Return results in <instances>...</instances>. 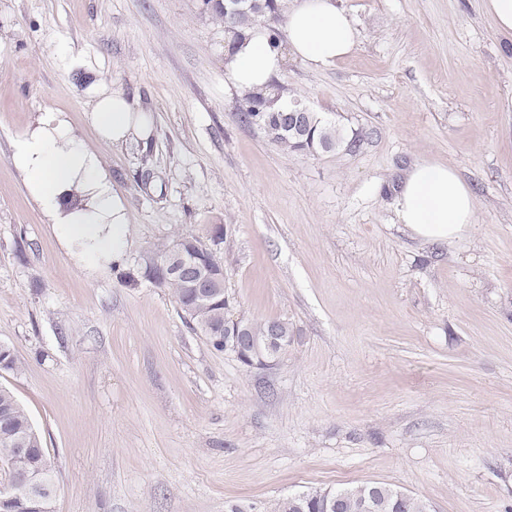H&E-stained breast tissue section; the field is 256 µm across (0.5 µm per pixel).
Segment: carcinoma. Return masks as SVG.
Returning <instances> with one entry per match:
<instances>
[{
  "mask_svg": "<svg viewBox=\"0 0 512 512\" xmlns=\"http://www.w3.org/2000/svg\"><path fill=\"white\" fill-rule=\"evenodd\" d=\"M248 7L238 12L229 11L226 0H204L208 13L218 20L227 32L234 34L232 43L244 38L243 32L263 26L268 30L269 42L275 49H281L279 24L285 21L287 3L285 0H247ZM283 113L271 106V99L261 91L244 95L238 108L239 121L264 133L268 140L289 153L318 155L345 146L359 147L361 136L347 137L316 112L304 117L303 126L285 129L282 126ZM179 245L185 249L184 261L207 273H219L224 264L211 251L197 244L193 237H184ZM175 249L160 250V260L149 267L147 277L158 285L171 290L193 330L205 337L217 351L223 352L224 337L236 329V322L228 316L231 308L229 295L224 291V280H219L209 295L201 298L195 289L188 287L185 280L171 275L167 261L172 259ZM18 359L11 346L0 343V371L18 370ZM26 448L22 455L19 449ZM0 459L11 469L40 470L46 481L45 491L39 498L22 497L10 502H0V512H51L50 507L57 492L55 475L48 464L43 439L32 423L24 407L14 393L0 385ZM397 488L384 483H364L336 489L345 497L340 512H361L360 501L370 496L374 500V512H425L427 501L411 495L400 500ZM271 512H324L322 500L310 495L298 501V505L281 498L271 505Z\"/></svg>",
  "mask_w": 512,
  "mask_h": 512,
  "instance_id": "1",
  "label": "carcinoma"
}]
</instances>
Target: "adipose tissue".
Masks as SVG:
<instances>
[{"instance_id":"1","label":"adipose tissue","mask_w":512,"mask_h":512,"mask_svg":"<svg viewBox=\"0 0 512 512\" xmlns=\"http://www.w3.org/2000/svg\"><path fill=\"white\" fill-rule=\"evenodd\" d=\"M285 39L297 58L317 69L335 66L357 46L356 31L336 0H293ZM281 65V52L270 47L266 28L257 26L227 57L224 69L235 89L248 92L264 88ZM88 121L107 144L148 133L147 117L117 91H99ZM12 162L79 266H106L120 256L129 233L126 204L99 154L85 147L62 113H41L17 140ZM394 208L398 222L424 240L459 238L477 221L470 188L453 167L440 163L413 165Z\"/></svg>"}]
</instances>
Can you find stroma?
Returning a JSON list of instances; mask_svg holds the SVG:
<instances>
[{
  "instance_id": "35a3bbf8",
  "label": "stroma",
  "mask_w": 512,
  "mask_h": 512,
  "mask_svg": "<svg viewBox=\"0 0 512 512\" xmlns=\"http://www.w3.org/2000/svg\"><path fill=\"white\" fill-rule=\"evenodd\" d=\"M337 4L356 50L276 79L364 140L309 157L238 122L203 0H0V342L20 363L0 385L43 435L54 512H266L369 482L434 512L512 505V39L485 0ZM96 75L147 139H97ZM44 112L126 201L118 266L76 265L12 164ZM423 161L475 195L458 239L396 219ZM187 236L223 262L232 316L292 324L276 365L213 349L147 278Z\"/></svg>"
}]
</instances>
